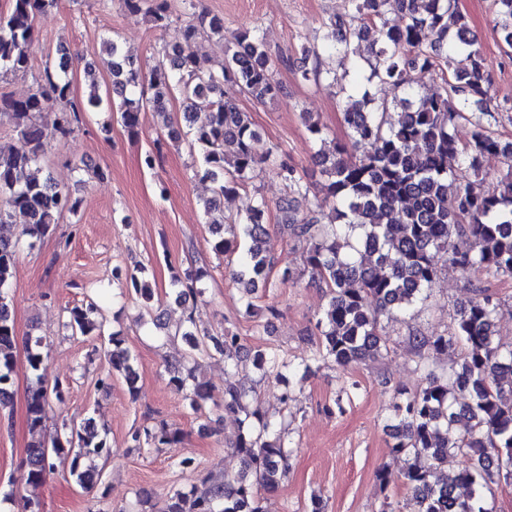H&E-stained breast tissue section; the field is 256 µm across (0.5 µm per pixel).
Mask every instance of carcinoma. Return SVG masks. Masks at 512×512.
<instances>
[{
  "mask_svg": "<svg viewBox=\"0 0 512 512\" xmlns=\"http://www.w3.org/2000/svg\"><path fill=\"white\" fill-rule=\"evenodd\" d=\"M126 10L143 13L152 27L170 23L167 0H121ZM193 9L182 27L184 44L167 45L162 57L144 69L125 54L117 40L106 41L112 54V72L105 93L92 84L86 102L70 99L73 83L71 56L45 61L37 89L27 98L0 96V117L31 144L25 153L0 151V410L13 402L14 373L18 353L36 374L27 397L26 416L31 441L26 448L27 481L42 484L55 467V460H69L70 473L84 489L100 479L93 461L107 456L110 448L98 429L64 427L45 437L51 402L61 403L68 383L47 382L39 374L43 364L41 339L19 338L6 289L14 285L18 253L23 242H35L52 234L64 214L75 215L80 200L60 189L50 177L36 172L47 161V136L37 123V114L56 110L57 135L73 133L81 112L103 110L120 115L122 125L136 137L140 115L149 110L163 116L160 135L199 152L203 177L213 183L212 196L203 202L206 223L216 230L212 250L217 256L232 254L238 239L250 242L233 279L246 295L258 286L277 287L271 278L275 259L262 247L271 209L282 214V225L303 243L304 269L310 281L328 289L329 300L315 328L321 336L311 361H330L347 367L375 360L389 351L380 334L384 314L406 312L427 298L437 274V258L464 277L482 273L512 278V139L489 130L484 117L491 112L490 84L483 73V56L470 37L468 17L455 0H348L347 13L322 25L321 50H313L314 65L302 62L300 79L325 75L336 79V67L359 68L355 44L369 43L365 59L370 69L367 81L377 80L407 91L405 97L377 101L369 92L344 94L342 120L346 139L333 142L332 149L318 151L325 177L323 197L316 208L299 212V200L308 194V184L297 168L282 159L276 145L262 146L260 132L249 113L236 103L243 94L257 103L278 97L282 89L270 78L271 59L259 33L244 29L235 47L224 51L218 68H205L185 51L205 35L224 41V20L206 10H197L199 0H187ZM57 0H11V8L0 14V74H25L40 18ZM403 14L401 25L388 24L392 9ZM490 10L504 43L512 48V0H490ZM435 72L443 92L419 96L412 90L416 72ZM179 100L183 112H169ZM205 111L208 120L195 127L191 115ZM472 127L470 140L457 138L461 125ZM494 154L503 158L508 172L488 178L481 174V160ZM457 161V168L448 160ZM270 166L288 193L275 205L265 197L243 217L224 214V197L244 186L249 175ZM470 171L474 179L461 175ZM27 217L19 230L12 219ZM472 240L461 251L453 236ZM207 271L177 269L170 286L183 303L203 294ZM118 285L141 305L140 317L150 316L155 327L168 336L181 337L187 346L183 361L167 365L169 383L185 393L192 410L208 401L224 405V411L242 416L231 446L244 458L237 476L206 477L209 490H174L167 494L159 512H264L262 493L275 491L288 475L291 449L281 435L271 436L274 423L268 416L250 410L248 390L236 384L214 389L197 380L192 362L200 354L216 351L224 355L225 370L237 368L240 336L220 335L188 325L175 332L153 313V289L144 277L118 274ZM93 302L69 310L66 327L75 336H102L103 323ZM502 315L498 304L477 295L461 305L448 330L433 336L409 337L426 372V385L409 396H401L390 408L397 421L393 453L408 459L397 477L380 471L388 485L399 480L411 489L418 512H493L485 491L512 481V345L501 342L496 323ZM112 345L110 370L98 380L105 387L112 375H121L130 392L137 389L134 359L125 347L122 333L108 336ZM458 350V368L437 376L430 362L438 355ZM255 366L284 380L291 364L277 352L258 350ZM183 433L165 425L133 430L134 448L161 451L181 444ZM465 457L470 465L461 467ZM469 493H458L461 488Z\"/></svg>",
  "mask_w": 512,
  "mask_h": 512,
  "instance_id": "carcinoma-1",
  "label": "carcinoma"
}]
</instances>
